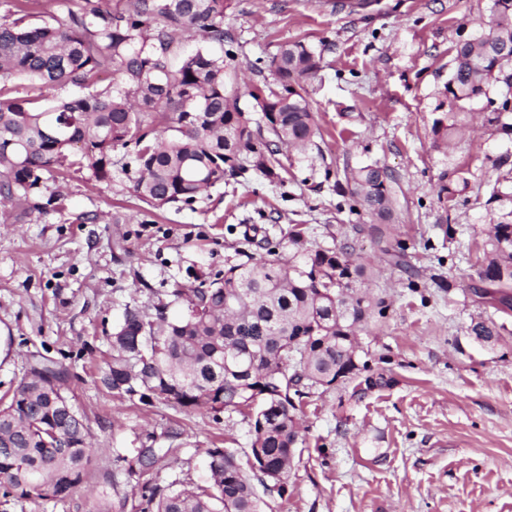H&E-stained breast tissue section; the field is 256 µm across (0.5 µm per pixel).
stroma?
<instances>
[{
    "label": "stroma",
    "mask_w": 512,
    "mask_h": 512,
    "mask_svg": "<svg viewBox=\"0 0 512 512\" xmlns=\"http://www.w3.org/2000/svg\"><path fill=\"white\" fill-rule=\"evenodd\" d=\"M492 0H230L224 29L236 42L231 74L272 81L279 43L303 40L320 50L308 97L322 127L318 150L282 157L290 175L228 180L193 205L151 212L133 193L112 154V178L98 182L69 172L63 212L0 216V399H9L33 353L61 360L72 374L68 392L89 427L95 466L71 500L0 503V512H112L137 504L136 478L123 455L143 430H185L168 467L151 473L162 486L204 483L208 448L244 453L249 422L239 412L188 414L172 403L120 402L99 381L112 328L125 306L147 313L198 275L216 277L244 254H291L288 233L306 231L308 247L343 243L345 224L368 214L338 210L340 171L376 162L393 170L395 221L390 244H402L420 272L417 289L381 261L377 246L358 239L361 256L377 262L364 291L386 298L387 318L360 334L373 388L349 380L302 404L304 442L288 491L257 486L266 512H512V314L481 303L475 257L486 225L512 212V139L490 119V101L512 97V64L470 107L474 126L449 150L433 146L437 92L447 82L459 40L488 30ZM467 178L443 200L441 184ZM96 214V223L79 215ZM453 238H445L443 226ZM501 325L487 347L468 332L474 317Z\"/></svg>",
    "instance_id": "stroma-1"
}]
</instances>
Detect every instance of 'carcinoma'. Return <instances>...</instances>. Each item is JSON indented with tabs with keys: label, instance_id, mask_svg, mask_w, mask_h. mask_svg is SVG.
<instances>
[{
	"label": "carcinoma",
	"instance_id": "carcinoma-1",
	"mask_svg": "<svg viewBox=\"0 0 512 512\" xmlns=\"http://www.w3.org/2000/svg\"><path fill=\"white\" fill-rule=\"evenodd\" d=\"M229 0H72L67 14L39 27L22 26L17 12L0 16V206L19 202L44 214L66 200L54 187V171L84 170L97 181L112 179V152L126 150L124 170L136 196L154 209L191 205L227 178L254 174L284 182L285 146L306 154L320 127L308 101L307 83L321 55L301 40L280 44L272 56L273 82L248 88L263 114L254 124L241 96L229 87L226 67L235 43L224 32ZM186 34L209 44L171 62L172 46ZM512 62V0H493L488 32L455 46L448 81L438 93L433 143L449 147L458 120L446 106L486 95L504 64ZM112 68L116 78L100 84ZM27 79L36 96L5 98L9 85ZM74 86L82 95L63 99L48 91ZM395 176L371 163L346 167L336 192L350 213L363 209L369 224H354L382 244L389 265L417 287L418 273L405 261V247L385 245L393 218ZM285 264L248 256L224 268V276L176 288L183 307L170 317L125 307L111 336L112 354L100 382L118 400L174 402L187 412L252 410L253 457L263 454L257 474L287 492L299 444L301 399L327 391L336 379L367 369L359 364V330L387 317L390 304L362 295L370 263L349 243L311 249L301 232L288 237ZM485 302L512 311V222L492 225L488 248L476 257ZM469 334L493 345L500 327L473 320ZM69 370L41 354L32 356L11 400L0 405V497L64 502L85 483L92 463L89 432L67 394ZM183 430L146 433L122 457L130 477L161 470ZM208 482H145L136 512H265L245 467L234 452L206 450Z\"/></svg>",
	"mask_w": 512,
	"mask_h": 512
}]
</instances>
